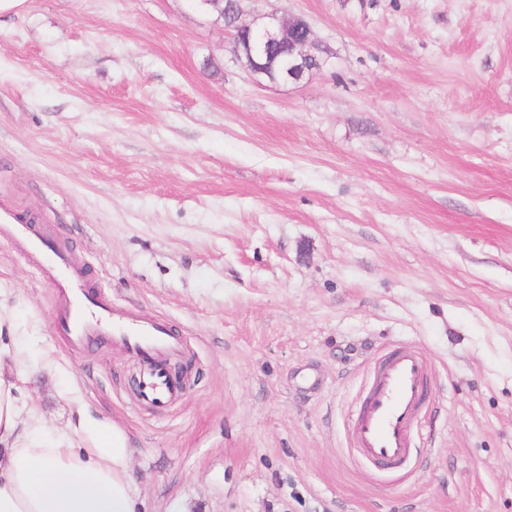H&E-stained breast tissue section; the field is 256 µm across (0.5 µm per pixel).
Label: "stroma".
I'll list each match as a JSON object with an SVG mask.
<instances>
[{
  "instance_id": "obj_1",
  "label": "stroma",
  "mask_w": 512,
  "mask_h": 512,
  "mask_svg": "<svg viewBox=\"0 0 512 512\" xmlns=\"http://www.w3.org/2000/svg\"><path fill=\"white\" fill-rule=\"evenodd\" d=\"M326 63L256 84L193 0H26L0 20V203L191 365L156 413L116 343L82 357L0 235V330L46 442L133 448L141 512H512V0H241ZM417 348L430 402L381 476L348 427ZM55 364L45 367V353Z\"/></svg>"
}]
</instances>
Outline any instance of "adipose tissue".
I'll return each mask as SVG.
<instances>
[{"mask_svg": "<svg viewBox=\"0 0 512 512\" xmlns=\"http://www.w3.org/2000/svg\"><path fill=\"white\" fill-rule=\"evenodd\" d=\"M19 387L0 374V512H139L133 450L120 432L90 434L89 447L37 442L18 410Z\"/></svg>", "mask_w": 512, "mask_h": 512, "instance_id": "adipose-tissue-1", "label": "adipose tissue"}]
</instances>
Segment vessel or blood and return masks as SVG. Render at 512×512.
Returning <instances> with one entry per match:
<instances>
[{"mask_svg": "<svg viewBox=\"0 0 512 512\" xmlns=\"http://www.w3.org/2000/svg\"><path fill=\"white\" fill-rule=\"evenodd\" d=\"M0 224L10 228L27 255L46 258L43 271L59 292V328L70 347L81 349L107 339L121 344L139 364L134 378L139 399L154 411L168 409L183 391L182 381L170 371L181 356L171 330L139 314L118 312L93 290L64 247L29 220L0 207ZM424 373L425 363L416 351L398 348L372 376L351 436L359 456L378 471L395 468L410 453L412 432L427 401Z\"/></svg>", "mask_w": 512, "mask_h": 512, "instance_id": "vessel-or-blood-1", "label": "vessel or blood"}]
</instances>
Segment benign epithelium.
<instances>
[{
	"mask_svg": "<svg viewBox=\"0 0 512 512\" xmlns=\"http://www.w3.org/2000/svg\"><path fill=\"white\" fill-rule=\"evenodd\" d=\"M232 37V51L251 76L275 83H297L322 66L321 49L309 23L301 16L265 14L241 20L239 0H203Z\"/></svg>",
	"mask_w": 512,
	"mask_h": 512,
	"instance_id": "obj_1",
	"label": "benign epithelium"
}]
</instances>
